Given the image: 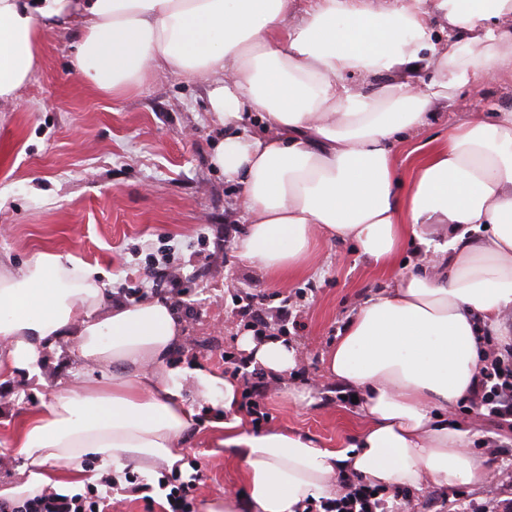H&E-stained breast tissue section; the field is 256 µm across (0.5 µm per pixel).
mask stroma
I'll return each mask as SVG.
<instances>
[{
	"mask_svg": "<svg viewBox=\"0 0 512 512\" xmlns=\"http://www.w3.org/2000/svg\"><path fill=\"white\" fill-rule=\"evenodd\" d=\"M73 42L72 32L44 30L38 67L15 101L0 107V258L18 267L44 250L74 254L100 273L113 299L172 297L186 330L173 359L188 369L223 371V354L238 353L249 323L241 307L264 297L269 333L297 346L299 364L287 383L269 385L262 430L288 428L322 447H345L365 423L362 408L332 386L322 356L363 301L418 268L419 257L404 248L381 271L354 244L321 241L306 269L271 280L237 252L247 224L242 189L211 163L224 131L208 119L204 84L160 74L124 95H102L71 75ZM494 105L512 106V81L463 89L419 137L445 138L460 113ZM71 346L66 338L55 343L41 380L22 371L0 384V482L18 474L14 435L33 412L59 392L111 376L109 366L77 362ZM297 390L309 391L311 402L295 399ZM453 415L468 425L470 449L486 459L487 486L411 492L415 512H456L487 501L489 486L512 488V433L498 434L459 405ZM217 437L207 413L187 435L184 457L200 463L194 512L211 498L245 495L243 467L215 447ZM157 495L134 475L110 491L109 512H162Z\"/></svg>",
	"mask_w": 512,
	"mask_h": 512,
	"instance_id": "35a3bbf8",
	"label": "stroma"
}]
</instances>
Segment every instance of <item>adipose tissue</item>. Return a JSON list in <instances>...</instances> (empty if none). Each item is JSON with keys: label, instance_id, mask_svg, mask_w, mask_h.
Wrapping results in <instances>:
<instances>
[{"label": "adipose tissue", "instance_id": "adipose-tissue-1", "mask_svg": "<svg viewBox=\"0 0 512 512\" xmlns=\"http://www.w3.org/2000/svg\"><path fill=\"white\" fill-rule=\"evenodd\" d=\"M53 27L79 30L70 70L98 93L123 95L157 71L205 83L208 118L224 129L212 163L243 191L238 253L273 278L306 268L319 236L383 268L415 242L424 263L367 298L329 349L328 375L367 424L350 446L322 448L286 429L245 432L241 384L217 371L195 368L186 398L172 360L184 317L171 301L104 309L106 282L51 250L19 268L0 262V383L40 375L65 336L79 360L112 366L24 424V463L0 498L70 494L48 467L88 456L116 478L174 470L205 403L223 408L217 445L242 460L247 487L204 512H304L335 495L341 474L387 489L482 488L484 460L449 411L473 393L483 331L512 339L501 326L512 310V108L463 114L446 138L414 145L409 183L396 170L433 107L512 77V0H0V102L15 100ZM397 69L430 76L389 81ZM255 113L270 132L251 131ZM239 344L273 381L298 365L287 337L248 330Z\"/></svg>", "mask_w": 512, "mask_h": 512}]
</instances>
